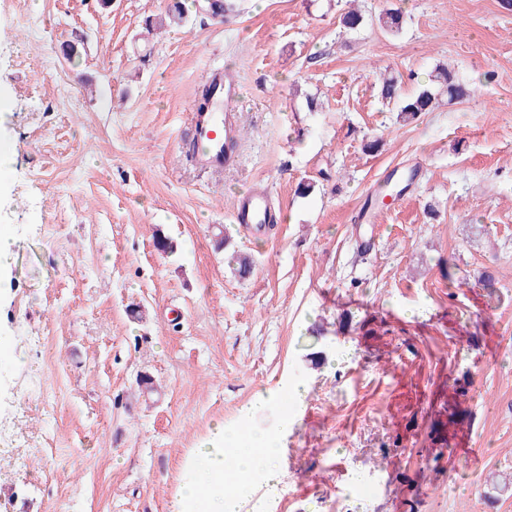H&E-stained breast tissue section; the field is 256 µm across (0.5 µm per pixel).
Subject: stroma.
I'll return each mask as SVG.
<instances>
[{"instance_id":"1","label":"stroma","mask_w":512,"mask_h":512,"mask_svg":"<svg viewBox=\"0 0 512 512\" xmlns=\"http://www.w3.org/2000/svg\"><path fill=\"white\" fill-rule=\"evenodd\" d=\"M233 2L222 24L184 0L149 32L169 0H0V225L18 237L0 341L30 361L0 367V512H169L184 457L264 393L275 512H512L492 482L512 476V9ZM391 5L397 34L377 22ZM351 6L365 23L347 31ZM439 64L470 97L410 121L379 98L381 72L408 97ZM216 67L242 86L219 173L179 145ZM254 187L275 219L249 234L232 212Z\"/></svg>"}]
</instances>
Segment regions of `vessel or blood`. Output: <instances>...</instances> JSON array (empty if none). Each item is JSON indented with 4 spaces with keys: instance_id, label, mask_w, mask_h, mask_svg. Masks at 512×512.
Wrapping results in <instances>:
<instances>
[{
    "instance_id": "vessel-or-blood-1",
    "label": "vessel or blood",
    "mask_w": 512,
    "mask_h": 512,
    "mask_svg": "<svg viewBox=\"0 0 512 512\" xmlns=\"http://www.w3.org/2000/svg\"><path fill=\"white\" fill-rule=\"evenodd\" d=\"M209 80L215 92L209 108L193 112L185 131L189 142L205 144L209 152L203 163L214 171L233 166L236 162L237 124L234 116L240 85L232 75L220 68L211 69ZM270 214L269 194L257 190L237 201L233 218L250 232L262 231Z\"/></svg>"
}]
</instances>
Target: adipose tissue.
Masks as SVG:
<instances>
[{
    "instance_id": "obj_1",
    "label": "adipose tissue",
    "mask_w": 512,
    "mask_h": 512,
    "mask_svg": "<svg viewBox=\"0 0 512 512\" xmlns=\"http://www.w3.org/2000/svg\"><path fill=\"white\" fill-rule=\"evenodd\" d=\"M259 406L242 407L238 430L216 425L185 457L171 512H272L284 483L276 438L251 426Z\"/></svg>"
}]
</instances>
